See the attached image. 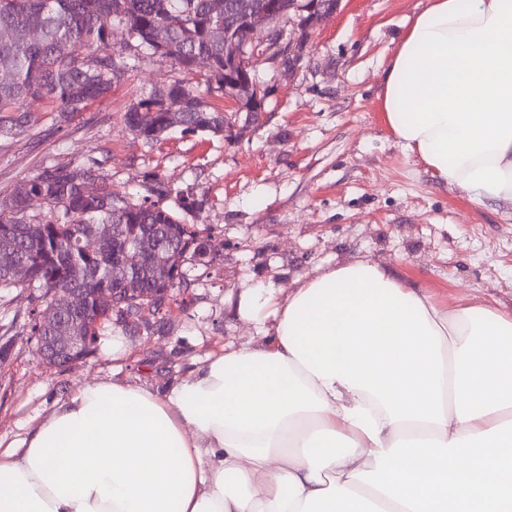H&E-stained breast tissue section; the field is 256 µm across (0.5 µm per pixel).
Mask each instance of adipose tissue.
<instances>
[{"instance_id":"ef3b65f1","label":"adipose tissue","mask_w":512,"mask_h":512,"mask_svg":"<svg viewBox=\"0 0 512 512\" xmlns=\"http://www.w3.org/2000/svg\"><path fill=\"white\" fill-rule=\"evenodd\" d=\"M381 106L441 184L512 203V0H428ZM237 313L263 335L163 391L84 382L0 449V512H512V313L368 259Z\"/></svg>"}]
</instances>
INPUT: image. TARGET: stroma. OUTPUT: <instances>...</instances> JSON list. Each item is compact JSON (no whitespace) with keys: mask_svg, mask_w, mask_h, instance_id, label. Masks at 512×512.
<instances>
[{"mask_svg":"<svg viewBox=\"0 0 512 512\" xmlns=\"http://www.w3.org/2000/svg\"><path fill=\"white\" fill-rule=\"evenodd\" d=\"M427 0H339L312 26L293 70L264 65L259 122L222 136L174 131L147 144L123 124L129 105L179 78L170 59L129 69L108 96L66 118L27 102L28 128L0 138V194L48 165L103 161L112 187L147 196L155 172L194 206L218 249L187 271L189 287L162 314L105 325L93 354L42 363L22 321L25 295L0 292V442L34 428L71 389L118 378L157 390L207 355L255 335L235 304L248 288L287 291L333 265L387 264L454 304L464 297L512 310V206L444 188L388 129L380 96L389 52Z\"/></svg>","mask_w":512,"mask_h":512,"instance_id":"35a3bbf8","label":"stroma"}]
</instances>
